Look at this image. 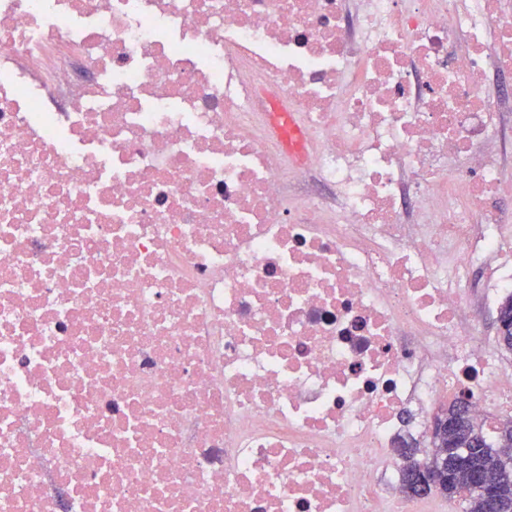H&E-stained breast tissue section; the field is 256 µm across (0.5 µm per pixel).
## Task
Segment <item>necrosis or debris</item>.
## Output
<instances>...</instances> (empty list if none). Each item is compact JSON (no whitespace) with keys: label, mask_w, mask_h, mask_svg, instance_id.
Masks as SVG:
<instances>
[{"label":"necrosis or debris","mask_w":512,"mask_h":512,"mask_svg":"<svg viewBox=\"0 0 512 512\" xmlns=\"http://www.w3.org/2000/svg\"><path fill=\"white\" fill-rule=\"evenodd\" d=\"M505 75L512 0H0V512H418L512 407ZM454 402L443 410L448 411V409L452 407ZM443 410L435 413L433 415L431 422V439L433 438L434 435H436V438L439 441L437 447L440 448H433L434 446H432L430 443L431 448H429L428 451L419 450L411 452L404 449L403 457L407 460V462L413 463L414 461H416L415 456L418 454H430L431 458L444 456L446 459V448L448 447V444L446 442L447 433L448 435H450L452 433L466 431L471 428L483 432L482 428L480 427V425L482 424L477 422L473 417L472 404L468 396H461L457 402L455 409L452 410V412L447 414Z\"/></svg>","instance_id":"4bbe7bcc"}]
</instances>
